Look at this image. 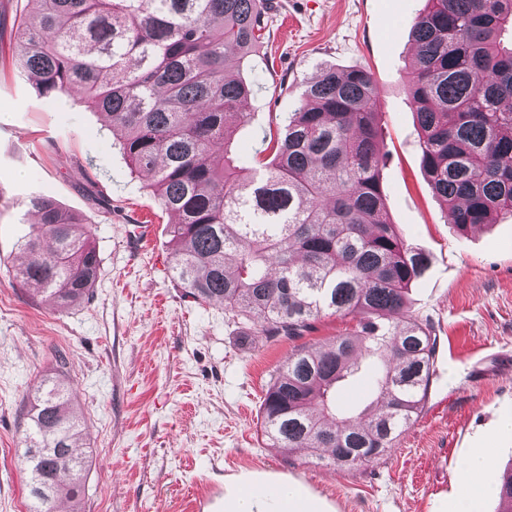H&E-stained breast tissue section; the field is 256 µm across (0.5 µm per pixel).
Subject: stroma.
Instances as JSON below:
<instances>
[{
	"instance_id": "obj_1",
	"label": "stroma",
	"mask_w": 512,
	"mask_h": 512,
	"mask_svg": "<svg viewBox=\"0 0 512 512\" xmlns=\"http://www.w3.org/2000/svg\"><path fill=\"white\" fill-rule=\"evenodd\" d=\"M270 37L244 75L256 93L240 133L253 155L269 120L294 111L320 68L364 67L381 92V178L389 217L429 263L408 308L440 336L416 421L390 454L352 471L267 448L258 418L292 342L243 335L218 305L184 300L172 280L171 216L130 169L100 117L46 98L0 62V512H27V410L40 381L62 380L93 454L82 512H191L203 489L236 478L299 484L323 512H457L462 457L492 451L478 512H499L496 478L512 469V219L447 224L422 169L406 94L411 24L424 0H275ZM48 196L82 216L101 258L88 300L66 310L13 277L33 233L27 204ZM153 233L127 241L136 218Z\"/></svg>"
}]
</instances>
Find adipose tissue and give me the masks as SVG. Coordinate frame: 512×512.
Here are the masks:
<instances>
[{"mask_svg":"<svg viewBox=\"0 0 512 512\" xmlns=\"http://www.w3.org/2000/svg\"><path fill=\"white\" fill-rule=\"evenodd\" d=\"M491 472V455L483 449L472 453L460 464V474L467 488L458 504L459 512H474L475 490ZM224 512H320L313 498L304 496L291 483L278 484L265 490L250 482H242L224 496Z\"/></svg>","mask_w":512,"mask_h":512,"instance_id":"obj_1","label":"adipose tissue"}]
</instances>
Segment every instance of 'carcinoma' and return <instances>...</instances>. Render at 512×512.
<instances>
[{"label":"carcinoma","mask_w":512,"mask_h":512,"mask_svg":"<svg viewBox=\"0 0 512 512\" xmlns=\"http://www.w3.org/2000/svg\"><path fill=\"white\" fill-rule=\"evenodd\" d=\"M411 27V106L423 168L461 230L512 219V0H426ZM13 61L48 98L69 97L123 137L131 169L174 218L173 278L269 342L324 316L355 325L299 346L270 375L259 429L282 455L303 449L340 471L391 452L423 407L439 336L408 310L428 256L391 224L381 182L379 86L366 68L326 66L246 158L238 134L271 0H15ZM36 230L14 276L59 309L89 298L101 260L79 216L29 202ZM368 371L373 400L337 406ZM23 456L28 512H79L90 456L60 384L40 385ZM512 512V470L499 476Z\"/></svg>","instance_id":"cac0c4a2"}]
</instances>
